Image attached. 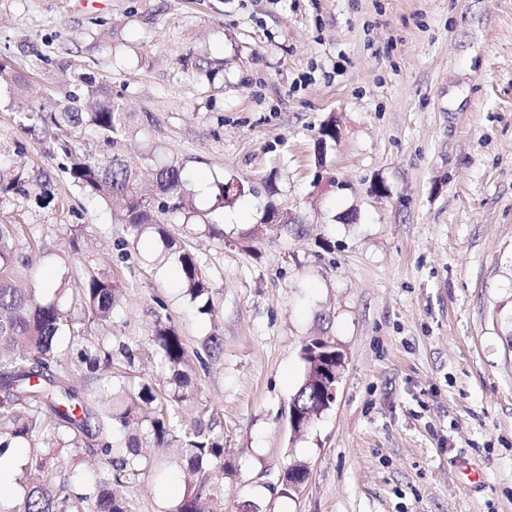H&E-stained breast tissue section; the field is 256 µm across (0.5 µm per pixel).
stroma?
Listing matches in <instances>:
<instances>
[{"label": "stroma", "instance_id": "1", "mask_svg": "<svg viewBox=\"0 0 512 512\" xmlns=\"http://www.w3.org/2000/svg\"><path fill=\"white\" fill-rule=\"evenodd\" d=\"M1 57L38 91L82 74L111 87L129 134L79 150L247 187L215 212L196 198L223 240L176 212L135 237L0 97V151L53 195L0 202V224L24 229L16 284L67 305L62 278L111 274L119 304L89 332L135 348L154 382L170 378L151 342L170 317L220 418L224 512H512V0H0ZM270 207L289 225L253 235ZM166 237L200 259L214 315L159 263ZM315 338L344 364L296 436ZM178 454L153 450L136 512H170ZM295 464L308 475L288 495Z\"/></svg>", "mask_w": 512, "mask_h": 512}]
</instances>
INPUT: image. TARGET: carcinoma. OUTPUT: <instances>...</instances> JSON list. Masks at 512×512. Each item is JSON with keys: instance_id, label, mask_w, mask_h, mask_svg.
Listing matches in <instances>:
<instances>
[{"instance_id": "obj_1", "label": "carcinoma", "mask_w": 512, "mask_h": 512, "mask_svg": "<svg viewBox=\"0 0 512 512\" xmlns=\"http://www.w3.org/2000/svg\"><path fill=\"white\" fill-rule=\"evenodd\" d=\"M16 106L22 129L54 140L68 159L64 172L87 194L104 200L118 220L134 231L163 234L153 198L142 188L140 174L114 158L100 161L76 151L64 131L89 130L117 143L131 115L112 98V90L92 76L58 100L51 94L29 95L28 79L0 60V91ZM155 190L172 201L184 223L194 224L199 210L184 167L170 162L153 170ZM48 195L47 181L36 182L27 171L0 159V199ZM245 193L238 180L213 186L210 209ZM290 224L288 211L273 209L256 232L266 234ZM22 227L0 224V455L9 448L27 453L26 492L21 498L0 497V512H135L131 498L114 488L133 489L147 466L146 448H165L180 442L176 461L182 469L184 491L171 512H222L224 435L217 418L196 402L190 390V356L170 319L157 316L153 341L171 371L169 385L144 382L138 390L112 386V343L103 337L85 338L70 358L59 351L63 334L83 335L84 326L110 320L120 300L112 276L89 270L79 281V312L66 311L59 299L45 300L37 289L17 287L11 278L18 263L16 238ZM164 257L175 261L186 296L213 310L209 280L197 255L164 242ZM293 400L310 406L315 415L332 401L301 386ZM185 403L195 411L193 424L181 430L174 423L176 407ZM96 464L80 489L73 488L78 465Z\"/></svg>"}]
</instances>
